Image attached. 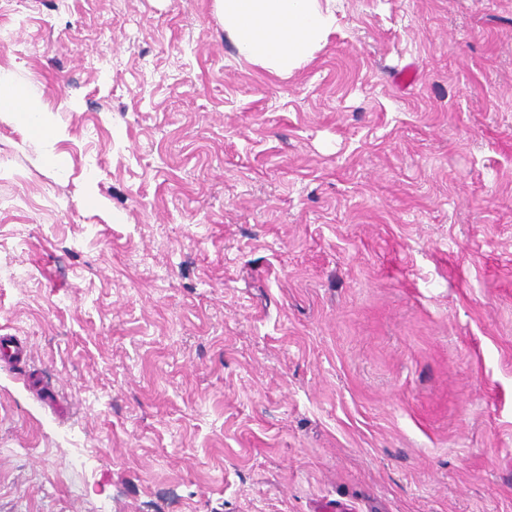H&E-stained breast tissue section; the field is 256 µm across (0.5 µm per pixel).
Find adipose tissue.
Returning a JSON list of instances; mask_svg holds the SVG:
<instances>
[{
  "label": "adipose tissue",
  "instance_id": "1",
  "mask_svg": "<svg viewBox=\"0 0 512 512\" xmlns=\"http://www.w3.org/2000/svg\"><path fill=\"white\" fill-rule=\"evenodd\" d=\"M238 53L279 74L297 67L331 28L318 0H215Z\"/></svg>",
  "mask_w": 512,
  "mask_h": 512
}]
</instances>
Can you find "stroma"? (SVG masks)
Returning a JSON list of instances; mask_svg holds the SVG:
<instances>
[{
  "mask_svg": "<svg viewBox=\"0 0 512 512\" xmlns=\"http://www.w3.org/2000/svg\"><path fill=\"white\" fill-rule=\"evenodd\" d=\"M331 8L0 0V512H512V0ZM237 52L278 74L297 67L331 28L318 0H215ZM0 117L19 119L28 124H40V114L17 88L9 75L0 72ZM27 357V349L16 336H0V360L9 364H21Z\"/></svg>",
  "mask_w": 512,
  "mask_h": 512,
  "instance_id": "35a3bbf8",
  "label": "stroma"
}]
</instances>
